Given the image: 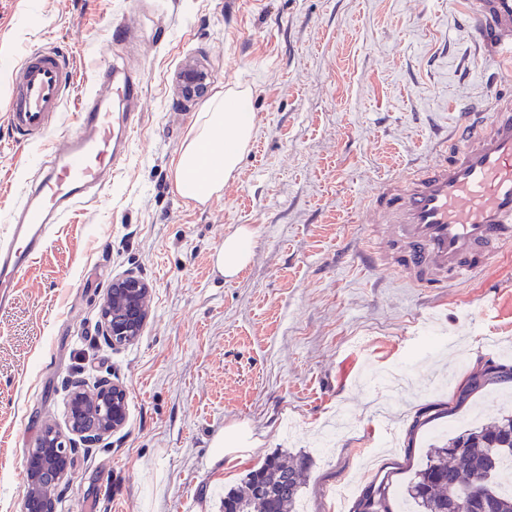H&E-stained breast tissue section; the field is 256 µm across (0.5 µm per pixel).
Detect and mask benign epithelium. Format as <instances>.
Segmentation results:
<instances>
[{
    "label": "benign epithelium",
    "mask_w": 512,
    "mask_h": 512,
    "mask_svg": "<svg viewBox=\"0 0 512 512\" xmlns=\"http://www.w3.org/2000/svg\"><path fill=\"white\" fill-rule=\"evenodd\" d=\"M207 80V72L201 64L190 59L180 73L181 92L190 99L200 98ZM149 293V286L133 274L113 280L100 309L102 329L113 344L124 345L141 335L148 320ZM127 421L128 394L122 384L102 381L90 394L83 384L74 383L67 401L66 431L47 426L36 447L28 451L22 512H54L53 503L39 496L38 482L47 472L58 483L71 474L67 435H78L87 443H95L125 427Z\"/></svg>",
    "instance_id": "7a95c632"
}]
</instances>
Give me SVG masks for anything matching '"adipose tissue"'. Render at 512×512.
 <instances>
[{"instance_id":"1","label":"adipose tissue","mask_w":512,"mask_h":512,"mask_svg":"<svg viewBox=\"0 0 512 512\" xmlns=\"http://www.w3.org/2000/svg\"><path fill=\"white\" fill-rule=\"evenodd\" d=\"M255 131L253 91L236 87L216 92L199 113L172 164L175 193L203 204L220 194L248 151ZM253 234L240 228L225 237L215 264L225 277L236 276L253 257Z\"/></svg>"}]
</instances>
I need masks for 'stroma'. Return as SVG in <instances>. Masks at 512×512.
I'll list each match as a JSON object with an SVG mask.
<instances>
[{"mask_svg":"<svg viewBox=\"0 0 512 512\" xmlns=\"http://www.w3.org/2000/svg\"><path fill=\"white\" fill-rule=\"evenodd\" d=\"M464 2L0 0L10 64L48 42L74 58L46 148L72 132L96 58L143 81L125 163L54 226L0 309V512H21L27 452L64 426L77 381L123 384L129 417L95 444L70 441L57 512H221L276 452L311 459L308 512H351L333 488L387 473L404 488L430 445L512 409V384L464 391L487 362L512 361V255L435 294L360 259L380 180L425 161L488 90L512 94ZM125 22L134 34L113 43ZM190 58L209 92L251 87L256 121L221 195L197 206L171 174L205 104L178 88ZM8 105L0 94V233L42 150L15 142ZM243 225L253 259L229 280L213 259ZM128 273L151 288L149 320L115 346L99 308Z\"/></svg>","mask_w":512,"mask_h":512,"instance_id":"35a3bbf8","label":"stroma"}]
</instances>
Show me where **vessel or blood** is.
Listing matches in <instances>:
<instances>
[{
  "label": "vessel or blood",
  "mask_w": 512,
  "mask_h": 512,
  "mask_svg": "<svg viewBox=\"0 0 512 512\" xmlns=\"http://www.w3.org/2000/svg\"><path fill=\"white\" fill-rule=\"evenodd\" d=\"M478 30L491 32L496 60L512 71V0H469ZM99 92L75 114V130L43 155L0 236V304L45 251L60 223L110 182L138 129L140 81L100 64ZM75 87L73 59L55 46L30 50L11 71L7 124L19 142L41 145ZM126 103L116 112L113 101ZM371 265L407 287L438 291L468 281L512 251V96L491 95L453 127L434 157L381 181L367 200Z\"/></svg>",
  "instance_id": "vessel-or-blood-1"
}]
</instances>
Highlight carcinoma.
<instances>
[{
  "instance_id": "cac0c4a2",
  "label": "carcinoma",
  "mask_w": 512,
  "mask_h": 512,
  "mask_svg": "<svg viewBox=\"0 0 512 512\" xmlns=\"http://www.w3.org/2000/svg\"><path fill=\"white\" fill-rule=\"evenodd\" d=\"M488 382L511 383L512 365H489L467 382L470 390ZM512 463V413L479 427L466 429L428 450L426 463L404 489L413 512H454L457 500L474 512H512V492L500 490L499 477ZM307 457L282 453L267 457L251 470L243 486L224 496V512H296V503L309 470ZM392 478L369 485L352 512H394Z\"/></svg>"
}]
</instances>
